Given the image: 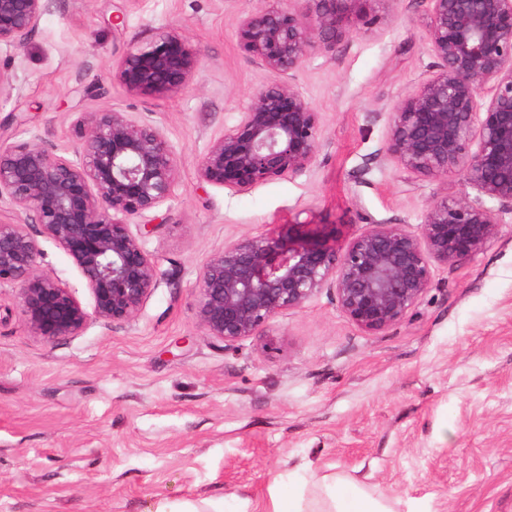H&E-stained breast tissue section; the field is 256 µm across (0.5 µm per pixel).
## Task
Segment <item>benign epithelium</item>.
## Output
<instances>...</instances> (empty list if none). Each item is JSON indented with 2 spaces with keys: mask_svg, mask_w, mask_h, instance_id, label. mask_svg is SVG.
Returning a JSON list of instances; mask_svg holds the SVG:
<instances>
[{
  "mask_svg": "<svg viewBox=\"0 0 512 512\" xmlns=\"http://www.w3.org/2000/svg\"><path fill=\"white\" fill-rule=\"evenodd\" d=\"M282 0L242 18L238 33L253 61L278 76L255 88L235 125L198 159L200 181L246 192L292 179L318 155V113L294 84L316 51L350 29L353 7L372 0ZM435 72L393 106L386 156L406 173L462 175L478 196L435 199L412 231L371 224L343 244L329 232L300 240L274 226L224 245L197 282L198 327L230 346L257 336L273 319L334 291L360 329L380 332L402 321L430 287L437 266L473 259L499 236V213L512 210V0H427ZM52 0H0V44L17 50L50 11ZM200 53L177 33L127 48L113 77L135 94L165 95L200 70ZM74 157L31 140L0 144V288L8 286L30 333L45 343L79 335L93 320L134 319L158 285L154 258L129 225L171 199L178 160L163 130L106 107L75 123ZM495 202L498 208L486 205ZM54 240L93 299L87 310L40 268L37 235Z\"/></svg>",
  "mask_w": 512,
  "mask_h": 512,
  "instance_id": "benign-epithelium-1",
  "label": "benign epithelium"
}]
</instances>
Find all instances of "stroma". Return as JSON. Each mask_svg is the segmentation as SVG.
<instances>
[{
	"label": "stroma",
	"instance_id": "1",
	"mask_svg": "<svg viewBox=\"0 0 512 512\" xmlns=\"http://www.w3.org/2000/svg\"><path fill=\"white\" fill-rule=\"evenodd\" d=\"M277 0H55L24 50L0 45V142L72 154V122L103 107L160 126L180 184L143 244L158 287L134 319L90 322L53 344L31 336L0 288V512H153L205 500L269 512L276 482L347 475L397 512H512V212L458 266L435 267L399 324L368 333L325 290L227 346L196 321L209 256L277 224L293 237L366 221L416 228L436 198L476 197L462 176L416 177L385 154L388 115L435 70L427 0H371L335 49L312 54L296 86L320 117L315 164L238 193L200 182L210 141L237 123L273 74L254 63L238 21ZM164 31L203 58L175 94L112 79L124 50ZM42 269L91 306L63 250L40 237Z\"/></svg>",
	"mask_w": 512,
	"mask_h": 512
}]
</instances>
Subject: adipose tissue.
Instances as JSON below:
<instances>
[{
	"label": "adipose tissue",
	"mask_w": 512,
	"mask_h": 512,
	"mask_svg": "<svg viewBox=\"0 0 512 512\" xmlns=\"http://www.w3.org/2000/svg\"><path fill=\"white\" fill-rule=\"evenodd\" d=\"M272 512H395L392 504L346 476L318 478L309 492L273 493Z\"/></svg>",
	"instance_id": "obj_1"
}]
</instances>
